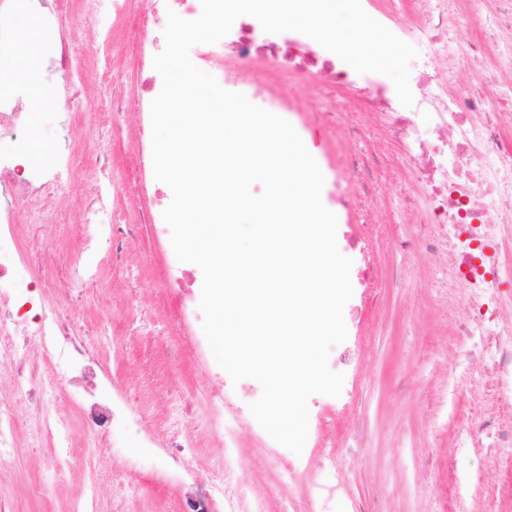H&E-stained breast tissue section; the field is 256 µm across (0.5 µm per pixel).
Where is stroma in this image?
Instances as JSON below:
<instances>
[{
    "mask_svg": "<svg viewBox=\"0 0 512 512\" xmlns=\"http://www.w3.org/2000/svg\"><path fill=\"white\" fill-rule=\"evenodd\" d=\"M288 90L313 104L317 122L294 128L317 161L328 170L345 144L341 118L332 104L342 91L287 79ZM361 127L358 147L380 153L373 174L374 193L364 197L358 184L349 191L358 204L337 211L338 238H355L347 250L353 270L376 268V278L353 282L346 317L347 340L358 355L350 393L328 409L310 405L314 424L302 454L266 447L250 430L244 395H231L225 415L240 421L238 455L226 465L221 438L211 426L207 396L229 392L232 381L215 360L196 346L201 322L176 311L169 277L178 264L170 239L155 237L140 223L149 207L154 174L146 172L129 212L133 235L122 262L102 265L93 250L64 246L57 260L58 284H66L70 265L103 266L96 288L83 291L84 316L92 336L109 338L112 384L124 398L125 412L112 421L111 457L90 458L75 405L59 409L70 426L71 448L54 482L40 484L42 472L57 459L52 445H31L30 428L16 436L14 459L0 465V497L13 512H190L207 500L211 512H225L218 483L240 488L241 512H512V430L474 433L472 422L489 414L497 401L512 402V382L499 393L486 384L481 364L464 355L457 326L475 305L512 309V284L473 299L448 285L449 271L426 252L438 237L430 224L404 223L401 191L415 189L404 167V151L391 141L381 120L354 115ZM111 136L93 139L94 115L70 127L76 149L103 150L108 175L125 192L138 150L136 115L115 113ZM57 117L51 109L24 112L14 135L0 137V152L24 149L42 163H54ZM189 403L184 425L194 434L192 448H170L167 425L149 421L153 442H146L133 414L151 406L170 409L174 391ZM99 475L97 493L88 479Z\"/></svg>",
    "mask_w": 512,
    "mask_h": 512,
    "instance_id": "35a3bbf8",
    "label": "stroma"
}]
</instances>
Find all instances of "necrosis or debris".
Returning a JSON list of instances; mask_svg holds the SVG:
<instances>
[{
  "label": "necrosis or debris",
  "instance_id": "4bbe7bcc",
  "mask_svg": "<svg viewBox=\"0 0 512 512\" xmlns=\"http://www.w3.org/2000/svg\"><path fill=\"white\" fill-rule=\"evenodd\" d=\"M369 14L418 51L414 104L402 106L390 80L381 74L357 73L335 54L305 35L288 32L277 41L258 38L247 25H233L222 42L201 44L196 63L215 78L243 84L254 96L280 111L303 115L279 80L267 73L276 64L287 75L342 89L359 111L380 118L392 140L405 150L407 170L422 184L424 199L402 193L409 223L436 224L448 232V247L436 250L454 274L451 284L481 294L493 288L505 267L498 249L512 244V0H368ZM0 0V38L9 35L13 16L24 12L45 32V77L56 85L52 109L63 122L82 119L86 91L116 79L114 30H123L136 72L134 87L124 89L123 110L148 112L160 93L153 67L149 34L165 28L168 11L182 18L199 17L201 0ZM96 23L93 67L73 39V15ZM475 17L478 29L468 35L464 20ZM475 65L477 76L465 87H450L448 75L460 66ZM105 153L81 154L61 143L54 164L17 162L0 155V369L23 376L16 395L35 415L32 440L66 443L68 434L52 418L58 399L72 401L92 436L90 452L109 432L122 409L120 394L104 397L96 383L111 375L99 345L89 341L79 322L69 289L55 291L52 303L27 316L17 298L23 289L48 281L59 244L54 234L27 239L19 232L18 206L30 208L48 224L62 223L55 210L60 191L83 198L82 239L105 256H119L125 230L116 217L111 183L94 177ZM45 357L63 361L62 380L43 377L41 364L30 357L32 347Z\"/></svg>",
  "mask_w": 512,
  "mask_h": 512
}]
</instances>
